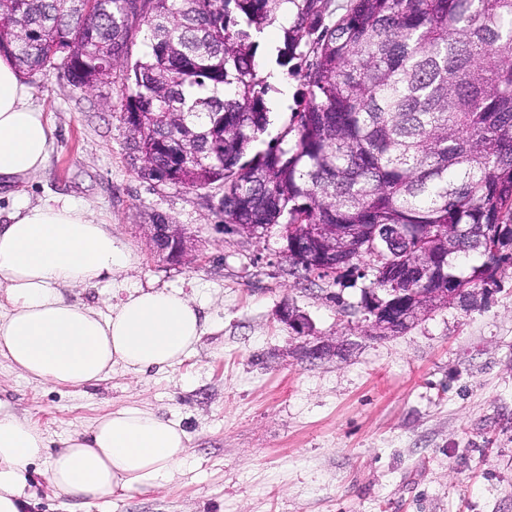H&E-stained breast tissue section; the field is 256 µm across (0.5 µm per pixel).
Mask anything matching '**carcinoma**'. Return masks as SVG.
I'll return each instance as SVG.
<instances>
[{
	"label": "carcinoma",
	"mask_w": 512,
	"mask_h": 512,
	"mask_svg": "<svg viewBox=\"0 0 512 512\" xmlns=\"http://www.w3.org/2000/svg\"><path fill=\"white\" fill-rule=\"evenodd\" d=\"M285 1L276 64L304 62V89L260 150L259 40ZM2 54L84 91L121 68L136 174L218 189L226 227L294 225L299 279L363 278L367 260L370 291L467 307L512 267V0H0ZM389 225L406 238L369 247Z\"/></svg>",
	"instance_id": "obj_1"
}]
</instances>
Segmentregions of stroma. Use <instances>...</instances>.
Wrapping results in <instances>:
<instances>
[{"label": "stroma", "mask_w": 512, "mask_h": 512, "mask_svg": "<svg viewBox=\"0 0 512 512\" xmlns=\"http://www.w3.org/2000/svg\"><path fill=\"white\" fill-rule=\"evenodd\" d=\"M284 26L268 27L258 53L268 84L287 83L296 102L300 75L274 62ZM26 83L54 140L38 175L0 189V211L65 198L138 253L137 265L70 299L99 308L136 287L178 289L206 319L181 364L145 374L118 366L81 389L30 383L0 361V401L45 431L52 449L123 407L153 410L189 435L176 480L90 503L54 495L49 461L37 460L26 512H512V268L471 307L445 305L403 333L370 338L360 306L369 279L296 281L277 229L257 240L224 230L207 191L137 176L121 71L101 93L53 69ZM158 214L192 239L188 260L151 250L146 230ZM285 306L307 317V337L280 321ZM307 341L334 351L309 358Z\"/></svg>", "instance_id": "1"}]
</instances>
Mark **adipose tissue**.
<instances>
[{
	"label": "adipose tissue",
	"instance_id": "adipose-tissue-1",
	"mask_svg": "<svg viewBox=\"0 0 512 512\" xmlns=\"http://www.w3.org/2000/svg\"><path fill=\"white\" fill-rule=\"evenodd\" d=\"M53 134L11 60L0 56V181L39 173ZM138 260L71 201L17 208L0 224V356L30 382L70 388L99 382L116 366L140 373L180 364L203 333L196 304L181 292L134 289L107 316L66 295ZM187 441L179 422L124 407L51 455L45 431L0 408V512H25L28 467L42 458L50 460L46 479L55 494L94 501L173 481L186 465Z\"/></svg>",
	"mask_w": 512,
	"mask_h": 512
}]
</instances>
